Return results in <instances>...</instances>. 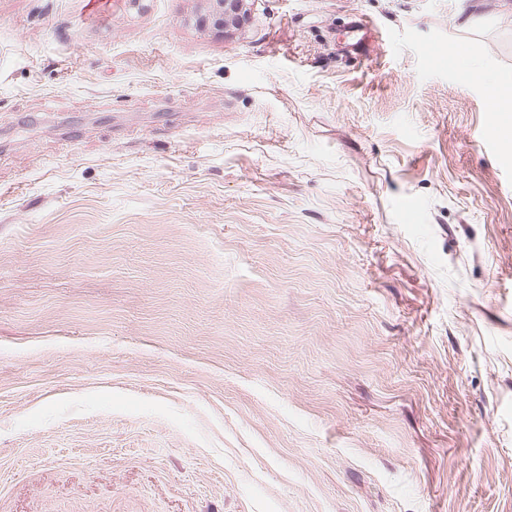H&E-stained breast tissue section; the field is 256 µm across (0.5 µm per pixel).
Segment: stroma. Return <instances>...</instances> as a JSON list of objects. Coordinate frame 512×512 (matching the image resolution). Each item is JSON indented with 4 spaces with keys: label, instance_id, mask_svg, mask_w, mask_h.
Segmentation results:
<instances>
[{
    "label": "stroma",
    "instance_id": "stroma-1",
    "mask_svg": "<svg viewBox=\"0 0 512 512\" xmlns=\"http://www.w3.org/2000/svg\"><path fill=\"white\" fill-rule=\"evenodd\" d=\"M197 8L0 0V512H512V0ZM199 5L197 18L209 22L213 28L226 31L243 23L240 15L244 0H196ZM489 83V111L490 112H511V83L505 85L498 76L488 73Z\"/></svg>",
    "mask_w": 512,
    "mask_h": 512
}]
</instances>
